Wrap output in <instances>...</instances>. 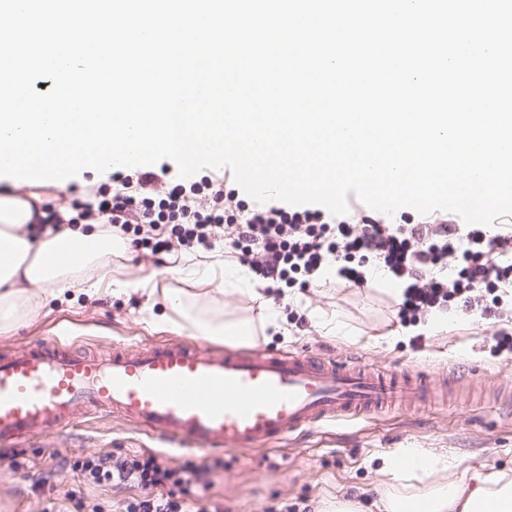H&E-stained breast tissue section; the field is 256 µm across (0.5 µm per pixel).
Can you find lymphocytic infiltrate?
Instances as JSON below:
<instances>
[{
	"label": "lymphocytic infiltrate",
	"mask_w": 512,
	"mask_h": 512,
	"mask_svg": "<svg viewBox=\"0 0 512 512\" xmlns=\"http://www.w3.org/2000/svg\"><path fill=\"white\" fill-rule=\"evenodd\" d=\"M81 218L110 225L113 235H133L151 253L175 247L210 248L224 228L234 233L241 262L256 274L285 285L309 287L318 271L336 266L340 278L364 284L363 268L376 263L405 284L398 317L414 323L433 311L495 314L512 297V227L492 233L454 219L424 217L392 224L364 216L357 200L332 215L309 205L252 206L224 189L220 176L177 184L160 192L158 176L140 170L122 177L120 189L84 205ZM171 235L156 237L158 225ZM84 481H112L140 488L124 512H218L192 468H172L153 453L118 460L111 454L84 459Z\"/></svg>",
	"instance_id": "obj_1"
}]
</instances>
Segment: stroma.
Returning <instances> with one entry per match:
<instances>
[{
  "label": "stroma",
  "instance_id": "35a3bbf8",
  "mask_svg": "<svg viewBox=\"0 0 512 512\" xmlns=\"http://www.w3.org/2000/svg\"><path fill=\"white\" fill-rule=\"evenodd\" d=\"M111 172L85 174L66 187L48 183L21 185V192L53 208L84 204L92 189L111 184ZM114 277L139 281L157 278L159 285L195 292L197 285L165 275L150 250L127 245L113 258ZM394 280L372 278L366 286L348 287L334 278L311 288H286L274 301L288 324L287 335L260 329L264 308L246 295L218 296L214 306L227 318H247L258 330L254 347L300 350L318 356L358 361L382 371L409 366L425 369L442 399L410 411L396 410L373 418L341 422L304 432L273 450L223 451L155 449L153 440L121 420L105 415H78L73 429L36 438L16 448L0 449V512H41L54 500L63 512H121L138 496L133 487L84 483L74 465L88 456H124L157 451L171 467L195 465L201 484L224 512H314L317 504L336 498L371 506L387 490L380 469L385 458L402 448H423L450 462L452 476L463 480L473 469L512 465V403L493 398L486 383L512 381V352L498 349L493 331L512 335V307L496 319L479 311L452 313L447 329L419 338L389 342L401 330ZM167 314L163 302L147 296H105L90 299L64 293L27 325L0 332V353L47 336H58L86 352H106L113 344H150L181 335L171 327L155 330L142 319L144 307ZM343 323L352 337L324 335L319 318ZM80 491L72 499L71 491Z\"/></svg>",
  "mask_w": 512,
  "mask_h": 512
}]
</instances>
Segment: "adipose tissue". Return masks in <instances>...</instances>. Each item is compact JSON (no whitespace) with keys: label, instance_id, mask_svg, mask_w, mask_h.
<instances>
[{"label":"adipose tissue","instance_id":"1","mask_svg":"<svg viewBox=\"0 0 512 512\" xmlns=\"http://www.w3.org/2000/svg\"><path fill=\"white\" fill-rule=\"evenodd\" d=\"M40 219L32 201L23 195L0 194V331H10L30 321L38 310L64 292L94 297L140 293L161 297L174 313L182 314L187 296L179 288H157L152 282H131L112 275V255L122 248L121 238L101 224H65L56 230L36 232ZM185 279L201 284L198 308L190 328L203 338L238 345L252 341L249 320L211 316L206 308L213 293L230 291L257 297L254 282L242 270L224 268L220 261H199L179 270ZM449 464L421 448H403L387 459L383 474L401 481L428 475L430 483L406 494L388 492L377 512H402L416 503L421 512H512V467L476 469L465 480H448Z\"/></svg>","mask_w":512,"mask_h":512}]
</instances>
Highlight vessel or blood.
<instances>
[{
    "label": "vessel or blood",
    "mask_w": 512,
    "mask_h": 512,
    "mask_svg": "<svg viewBox=\"0 0 512 512\" xmlns=\"http://www.w3.org/2000/svg\"><path fill=\"white\" fill-rule=\"evenodd\" d=\"M423 372H374L302 352L215 348L171 338L75 354L61 340L0 354V445L104 413L166 448L254 450L316 426L421 405Z\"/></svg>",
    "instance_id": "1"
}]
</instances>
